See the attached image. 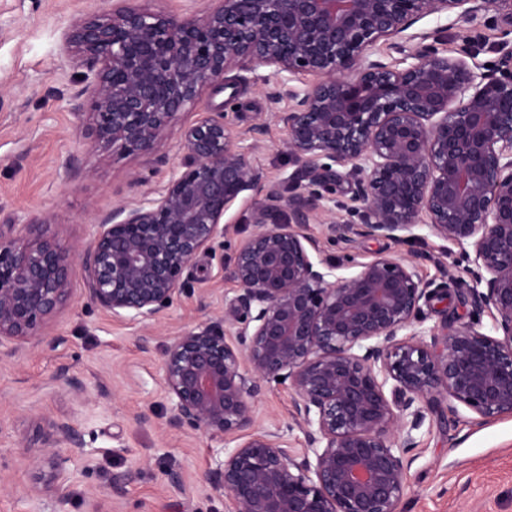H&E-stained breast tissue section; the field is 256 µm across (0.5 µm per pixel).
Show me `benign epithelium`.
<instances>
[{
    "mask_svg": "<svg viewBox=\"0 0 512 512\" xmlns=\"http://www.w3.org/2000/svg\"><path fill=\"white\" fill-rule=\"evenodd\" d=\"M494 2L512 26V0H219L200 19L126 6L73 25L66 48L92 73L91 132L118 153L152 155L201 90L243 61L321 79L278 119L300 169L288 192L271 188L253 209L258 229L234 256L235 303L215 321L172 339L162 364L172 420L237 445L201 475L225 494L224 512H398L423 404L450 398L483 419L512 414V56L492 69L463 48H425L395 68L368 60L382 39L417 20L455 14L473 22ZM184 170L153 197L93 225L75 264L48 223L0 228V355L53 344L48 324L81 275L88 301L134 322L154 319L184 286L185 269L224 234V213L260 177L236 143L228 113L182 133ZM325 177L304 182L310 162ZM348 168L362 223L331 221L328 238L404 242L429 221L476 266L481 319L430 336L414 326L446 301L404 260L380 255L353 275L312 254L305 228L329 211L316 189ZM484 290H479V287ZM57 378L79 398L82 381ZM264 384L297 396L292 419L307 448L296 456L276 432L254 434ZM68 421L42 437V461L59 479L62 448H81Z\"/></svg>",
    "mask_w": 512,
    "mask_h": 512,
    "instance_id": "benign-epithelium-1",
    "label": "benign epithelium"
}]
</instances>
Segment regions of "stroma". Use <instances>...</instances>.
<instances>
[{
    "label": "stroma",
    "mask_w": 512,
    "mask_h": 512,
    "mask_svg": "<svg viewBox=\"0 0 512 512\" xmlns=\"http://www.w3.org/2000/svg\"><path fill=\"white\" fill-rule=\"evenodd\" d=\"M125 0H0V225L13 219L45 220L76 253H84L92 224L119 205L149 195L181 168L185 124L208 112L227 111L235 132L247 136L256 116L266 119L251 167L262 177L224 215V236L199 253L184 273L187 286L157 317L136 323L113 317L87 301L81 279L49 325L51 347L0 356V512H224V497L201 481L223 459L226 441L189 426H174L162 380L167 344L178 333L223 315L238 284L233 254L256 229L253 206L268 188L285 185L295 165L277 113L293 102L283 91L313 82L307 73H276L262 64L230 67L223 85L204 88L195 108L178 116L150 157L115 154L89 134L90 118L73 114L69 95L81 68L64 46L78 20L123 6ZM414 40L381 41L369 58L403 68L419 48V34L439 53L470 44L478 65L496 64L512 52V28L496 9L474 23L435 14L411 27ZM411 240L354 237L325 245L322 257L341 275L381 255L411 262L430 287L448 286L447 310L425 309L423 329L463 323L476 315L475 274L463 251L429 225ZM80 378L75 398L57 380L60 369ZM292 390L271 386L255 399V433L290 420ZM73 423L83 447L64 449L67 459L57 493L38 494L48 467L31 440L56 421ZM407 470L409 491L399 512H512V416L484 421L465 406L434 404L431 423L416 434ZM181 476L171 486L169 473Z\"/></svg>",
    "instance_id": "1"
}]
</instances>
